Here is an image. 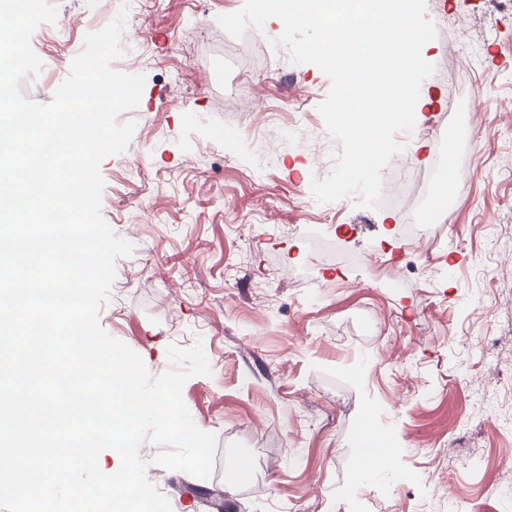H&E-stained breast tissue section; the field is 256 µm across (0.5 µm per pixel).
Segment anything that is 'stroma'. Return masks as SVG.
I'll list each match as a JSON object with an SVG mask.
<instances>
[{"mask_svg":"<svg viewBox=\"0 0 512 512\" xmlns=\"http://www.w3.org/2000/svg\"><path fill=\"white\" fill-rule=\"evenodd\" d=\"M69 31L41 24L43 63L28 99L49 103L84 37L125 12L123 45L145 77L127 149L102 160L101 214L134 246L117 259L101 327L152 374L167 348L202 342L211 376L182 390L190 415L217 438L211 477L156 464L148 478L171 512H512V383L484 353L512 362V9L495 0H427L438 35L422 55L435 73L406 157L383 169L385 191L413 207L305 206L311 181L340 145L318 111L330 88L291 63L267 20L250 57L219 26L243 0H55ZM300 97L307 122L262 163L252 144L287 123ZM395 437L391 472L365 477L361 422ZM248 471L224 485V459Z\"/></svg>","mask_w":512,"mask_h":512,"instance_id":"stroma-1","label":"stroma"}]
</instances>
